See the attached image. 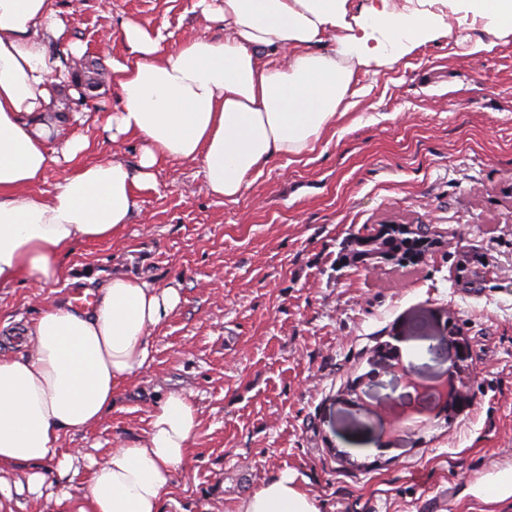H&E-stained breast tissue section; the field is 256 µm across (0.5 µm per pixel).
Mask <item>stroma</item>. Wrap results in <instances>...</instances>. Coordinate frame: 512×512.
<instances>
[{"label": "stroma", "mask_w": 512, "mask_h": 512, "mask_svg": "<svg viewBox=\"0 0 512 512\" xmlns=\"http://www.w3.org/2000/svg\"><path fill=\"white\" fill-rule=\"evenodd\" d=\"M195 3L53 0L64 31L48 49L124 59L127 20L161 27L168 49L223 36ZM430 8L449 31L401 58L350 61L342 114L312 152L272 159L235 202L206 193L199 163H160L118 240L72 246L47 300L79 295L82 277L124 274L179 286L183 301L137 380L64 449L103 456L140 434L160 395L186 389L200 427L164 512H235L285 470L320 512H512V499L466 493L512 468V33L446 0ZM117 105L107 80L83 104L97 120L88 156L132 165L139 142L114 148L98 123ZM392 223L434 225L440 243L411 267L350 262L353 236ZM39 310L30 288L0 289L1 351ZM387 344L412 378L373 361ZM462 349L468 403L419 409L384 436L408 380L435 383Z\"/></svg>", "instance_id": "35a3bbf8"}]
</instances>
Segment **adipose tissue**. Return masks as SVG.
<instances>
[{
  "mask_svg": "<svg viewBox=\"0 0 512 512\" xmlns=\"http://www.w3.org/2000/svg\"><path fill=\"white\" fill-rule=\"evenodd\" d=\"M224 26L166 50L161 28L125 22V61H110L119 106L104 129L138 139L136 165L87 160L84 135L57 153L48 142L80 113L42 121L53 86L69 74L47 44L62 23L49 0H0V288L57 282L74 243L123 234L160 162H199L205 191L236 200L272 158L312 151L349 91L348 59L370 65L386 51L409 54L441 27L426 9L389 0L348 16V0H198ZM335 32L334 50L318 46ZM70 170L51 199L34 188L56 160ZM91 307L50 302L26 341L0 353V512L18 495L60 512H161L184 468L200 420L190 393L162 395L141 435L104 459L63 451L70 435L97 426L146 367L154 331L180 306L179 288L115 275L97 283ZM84 476L73 496L70 485ZM237 512H320L284 471L241 499Z\"/></svg>",
  "mask_w": 512,
  "mask_h": 512,
  "instance_id": "adipose-tissue-1",
  "label": "adipose tissue"
}]
</instances>
